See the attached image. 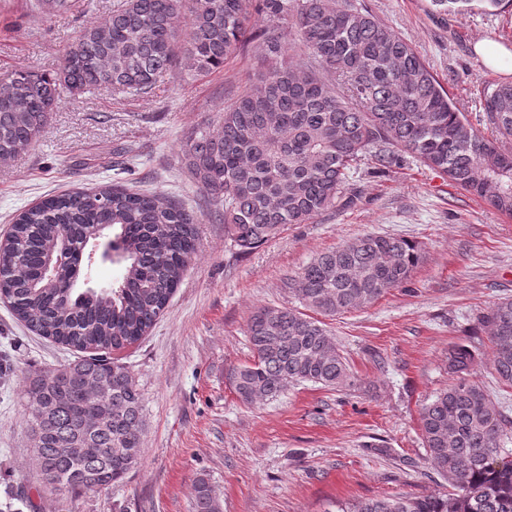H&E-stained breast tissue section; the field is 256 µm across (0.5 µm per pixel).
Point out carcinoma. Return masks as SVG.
Instances as JSON below:
<instances>
[{"mask_svg": "<svg viewBox=\"0 0 512 512\" xmlns=\"http://www.w3.org/2000/svg\"><path fill=\"white\" fill-rule=\"evenodd\" d=\"M440 13L496 9L502 0H430ZM252 0H122L85 26L52 73L18 67L0 86V160L29 151L62 93H145L170 74L182 49L199 73L244 48ZM71 0H33L48 19ZM258 11L288 33L264 42L268 57L288 56L256 75L217 128L183 151L190 176L217 207L224 232L244 249L288 224L356 199L350 178L372 149L380 165L408 154L448 183L512 215V83L484 81L486 136L462 112L411 43L355 0H259ZM189 15L186 27L181 19ZM293 35L299 50L287 54ZM199 217L180 203L123 186L75 190L21 211L0 251V295L19 320L84 353L27 378L29 431L49 492H94L122 480L142 455V394L111 352L139 341L166 308L197 249ZM119 241L122 281L78 290L41 274L58 247ZM422 258L415 242L366 234L311 258L283 287L304 307L334 316L366 307L410 280ZM491 368L512 387V298L484 316ZM247 336L252 362L232 373L246 402L273 400L290 383L353 385L345 358L321 321L296 309L260 307ZM476 350L448 347L456 379L420 411L424 448L446 491L367 498L339 512H512V416L470 379ZM85 448H100L88 455ZM192 512H220L209 480L196 479Z\"/></svg>", "mask_w": 512, "mask_h": 512, "instance_id": "1", "label": "carcinoma"}]
</instances>
